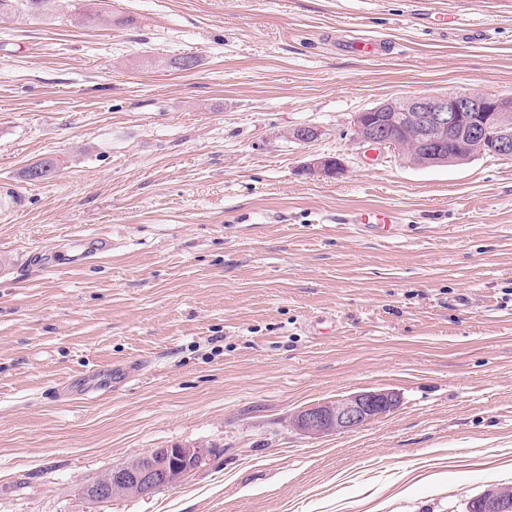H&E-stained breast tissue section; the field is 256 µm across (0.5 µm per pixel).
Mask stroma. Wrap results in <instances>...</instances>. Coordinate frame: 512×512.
<instances>
[{
    "label": "stroma",
    "mask_w": 512,
    "mask_h": 512,
    "mask_svg": "<svg viewBox=\"0 0 512 512\" xmlns=\"http://www.w3.org/2000/svg\"><path fill=\"white\" fill-rule=\"evenodd\" d=\"M446 92L512 97V0L0 18V512H464L512 484V158L420 168L353 135L358 112ZM301 125L319 137L289 139ZM327 156L339 174H306ZM47 157L52 180H22ZM364 207L396 209L399 234L358 231ZM97 233L111 254L35 261ZM115 363L145 370L53 400ZM379 389L400 403L360 429L292 423ZM176 444L207 450L177 487L80 495Z\"/></svg>",
    "instance_id": "obj_1"
}]
</instances>
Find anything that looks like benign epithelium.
<instances>
[{
	"label": "benign epithelium",
	"mask_w": 512,
	"mask_h": 512,
	"mask_svg": "<svg viewBox=\"0 0 512 512\" xmlns=\"http://www.w3.org/2000/svg\"><path fill=\"white\" fill-rule=\"evenodd\" d=\"M400 128L415 146V165L436 167L448 164V139L462 147L467 161L493 151L512 154V97L495 94H413L387 100L358 113L354 119L355 139L374 148L393 145L390 132ZM339 159H317L312 173L332 174L341 169ZM399 404L391 390L352 393L336 401L307 406L293 417L303 435L319 438L330 433L363 427L393 411ZM196 446L153 448L142 456L115 465L96 481L81 488L82 495L104 503L116 494L145 495L162 486L176 487L203 458ZM512 508V486L500 485L476 498L478 512H506Z\"/></svg>",
	"instance_id": "benign-epithelium-1"
}]
</instances>
